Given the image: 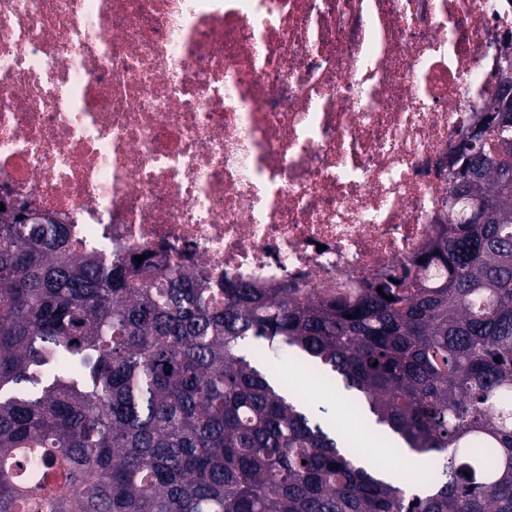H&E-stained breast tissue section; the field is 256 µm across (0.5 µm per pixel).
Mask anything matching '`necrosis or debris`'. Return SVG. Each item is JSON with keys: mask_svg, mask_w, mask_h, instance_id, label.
<instances>
[{"mask_svg": "<svg viewBox=\"0 0 512 512\" xmlns=\"http://www.w3.org/2000/svg\"><path fill=\"white\" fill-rule=\"evenodd\" d=\"M510 33L504 0H0V200L214 279L413 273Z\"/></svg>", "mask_w": 512, "mask_h": 512, "instance_id": "necrosis-or-debris-1", "label": "necrosis or debris"}]
</instances>
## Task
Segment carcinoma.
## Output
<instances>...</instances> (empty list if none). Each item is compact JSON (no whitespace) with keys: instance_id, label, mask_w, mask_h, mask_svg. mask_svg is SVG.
<instances>
[{"instance_id":"carcinoma-1","label":"carcinoma","mask_w":512,"mask_h":512,"mask_svg":"<svg viewBox=\"0 0 512 512\" xmlns=\"http://www.w3.org/2000/svg\"><path fill=\"white\" fill-rule=\"evenodd\" d=\"M498 101L455 146L426 254L443 277L407 273L381 295L215 286L150 250L78 258L53 219L0 211V512H512V112ZM284 353L429 472L381 480L330 407L270 368Z\"/></svg>"}]
</instances>
